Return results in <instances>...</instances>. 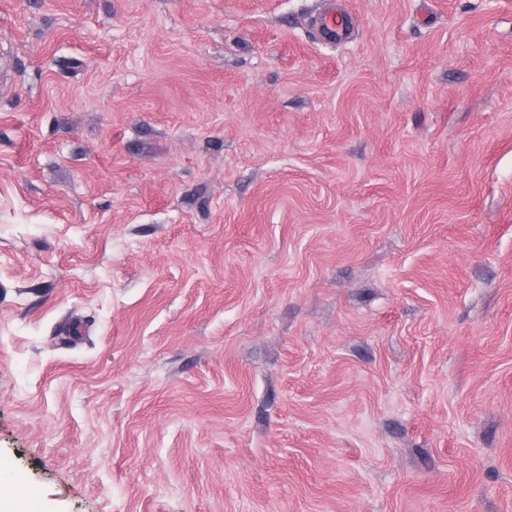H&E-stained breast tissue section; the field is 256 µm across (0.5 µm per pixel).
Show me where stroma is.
<instances>
[{"label":"stroma","instance_id":"stroma-1","mask_svg":"<svg viewBox=\"0 0 512 512\" xmlns=\"http://www.w3.org/2000/svg\"><path fill=\"white\" fill-rule=\"evenodd\" d=\"M0 459L42 512H512V0H0ZM317 24L324 39L330 42L342 40L346 29V20L343 15L330 10L318 18Z\"/></svg>","mask_w":512,"mask_h":512}]
</instances>
